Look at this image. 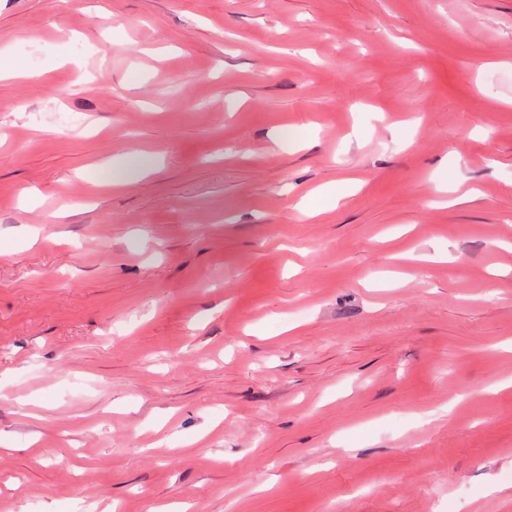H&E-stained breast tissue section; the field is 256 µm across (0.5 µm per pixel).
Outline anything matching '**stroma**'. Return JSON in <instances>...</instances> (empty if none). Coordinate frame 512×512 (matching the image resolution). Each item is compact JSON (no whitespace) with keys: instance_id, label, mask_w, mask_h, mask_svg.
Returning <instances> with one entry per match:
<instances>
[{"instance_id":"35a3bbf8","label":"stroma","mask_w":512,"mask_h":512,"mask_svg":"<svg viewBox=\"0 0 512 512\" xmlns=\"http://www.w3.org/2000/svg\"><path fill=\"white\" fill-rule=\"evenodd\" d=\"M0 66V512H512V0H0Z\"/></svg>"}]
</instances>
